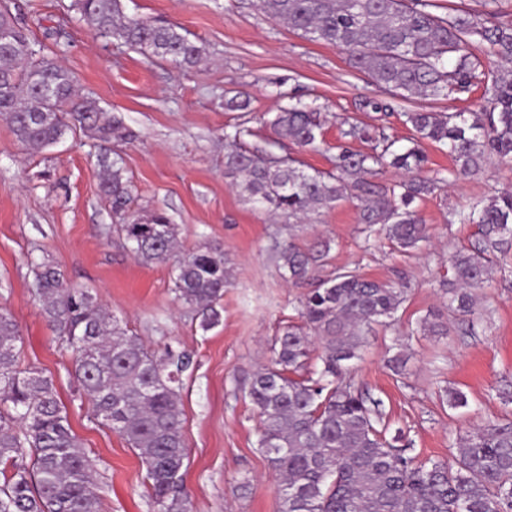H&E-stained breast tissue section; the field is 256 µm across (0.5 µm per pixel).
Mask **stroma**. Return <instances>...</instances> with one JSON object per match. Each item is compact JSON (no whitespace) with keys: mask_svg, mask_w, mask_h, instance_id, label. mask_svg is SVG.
<instances>
[{"mask_svg":"<svg viewBox=\"0 0 512 512\" xmlns=\"http://www.w3.org/2000/svg\"><path fill=\"white\" fill-rule=\"evenodd\" d=\"M129 15L181 28L205 50L184 69L153 62L82 20L76 0H12L11 9L35 48L58 59L82 94L122 116L133 142L101 144L84 134L38 154L26 152L0 118V309L19 325L21 364L54 380L71 426L97 464L107 512H155L146 469L136 452L91 416L72 371V357L39 313L33 264L53 261L68 284L90 290L107 312L151 349L171 345L192 354L181 391L185 477L191 512H279L278 475L257 446L258 418L236 389L265 362L279 329L295 320L303 287L283 280L270 253L282 222L257 209L224 175V127L253 128L249 149H266L267 119L290 96L325 117L322 142L288 147L305 169L327 172L346 123L383 128L398 146L413 135L398 112H476L483 89L471 93L393 99L350 65L345 50L303 37L256 10L251 0H123ZM251 96L245 112L225 110L235 92ZM392 102L386 118L377 102ZM118 162L136 188L137 209L164 211L179 228L181 252L211 244L230 262L222 320L202 330L171 290V267L142 263L127 249L109 205L100 198V157ZM512 190V162H492L458 177L418 204L429 239L397 249L384 234L365 240L349 201L301 225L296 243L330 246L319 276L347 267L394 283L405 300L394 325L368 336L355 382L380 399L390 434L403 435L418 460H447L473 428L512 419V249L495 253L493 273L478 292L472 323L448 312L441 282L450 258L469 247L477 227L459 223L470 201ZM448 324L430 336L419 323L429 312ZM401 355L405 377L387 357ZM463 391L468 407L453 409L447 389Z\"/></svg>","mask_w":512,"mask_h":512,"instance_id":"1","label":"stroma"}]
</instances>
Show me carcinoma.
<instances>
[{
	"instance_id": "cac0c4a2",
	"label": "carcinoma",
	"mask_w": 512,
	"mask_h": 512,
	"mask_svg": "<svg viewBox=\"0 0 512 512\" xmlns=\"http://www.w3.org/2000/svg\"><path fill=\"white\" fill-rule=\"evenodd\" d=\"M82 18L152 60L192 68L204 48L177 27L125 14L122 0H77ZM429 0H256L267 17L283 21L312 41L345 48L353 68L402 100L468 93L484 87L481 112L399 113L417 139L448 146L459 169H478L492 157L512 158V71L481 68L477 42L512 60V24L490 10L484 17L440 16ZM9 0H0V117L19 142L39 153L78 130L97 141L134 137L121 116L104 112L76 91L74 74L31 47L26 29L6 23ZM275 138L312 146L322 135L321 113L300 103L270 120ZM250 130L224 128L225 175L260 209L301 222L341 201L354 203L366 237L381 226L403 251L428 239L415 203L448 176L419 177L426 163L418 143L394 149L384 130L350 123L342 131L334 170L310 173L296 160L270 150L241 147ZM370 144L367 152L353 141ZM99 192L118 219V231L144 262L172 263V290L201 326L221 321L220 301L229 285L224 250L203 246L177 251L178 225L162 211L134 209L130 182L116 163ZM376 166L406 172L390 186L367 179ZM463 224L480 226V238L453 257L448 309L475 314L473 291L492 273L490 256L512 245V192L472 201L459 212ZM329 251L294 241L274 245L279 269L294 284L313 282L299 302L300 323L273 341L272 358L248 378L258 418V447L280 475V512H512V420L489 423L467 435L448 461L420 462L386 437L382 403L351 377L352 361L376 325H390L404 302L392 285L339 269L314 279ZM40 313L72 353L74 376L93 416L138 451L146 466L156 512H191L184 474L181 390L191 356L166 346L152 351L128 334L89 291L68 284L43 259L34 265ZM420 330L448 334L432 312ZM19 329L0 311V512H105L93 460L68 420L52 378L19 363Z\"/></svg>"
}]
</instances>
